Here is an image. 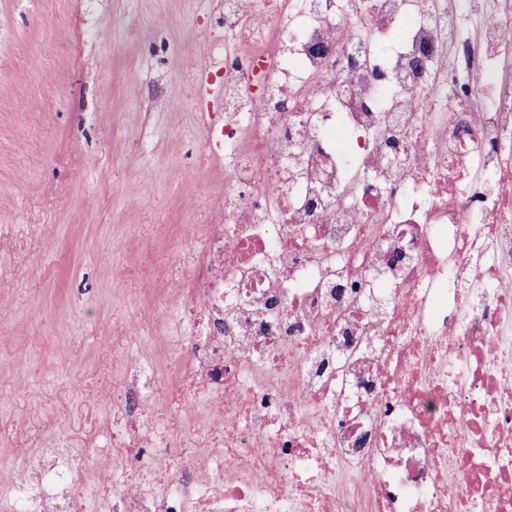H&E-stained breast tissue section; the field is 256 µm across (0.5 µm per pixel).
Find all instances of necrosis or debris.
<instances>
[{"instance_id": "necrosis-or-debris-1", "label": "necrosis or debris", "mask_w": 512, "mask_h": 512, "mask_svg": "<svg viewBox=\"0 0 512 512\" xmlns=\"http://www.w3.org/2000/svg\"><path fill=\"white\" fill-rule=\"evenodd\" d=\"M466 2L224 0V214L154 309L187 417L132 359L0 512H512V0Z\"/></svg>"}]
</instances>
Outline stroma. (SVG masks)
Here are the masks:
<instances>
[{
	"label": "stroma",
	"mask_w": 512,
	"mask_h": 512,
	"mask_svg": "<svg viewBox=\"0 0 512 512\" xmlns=\"http://www.w3.org/2000/svg\"><path fill=\"white\" fill-rule=\"evenodd\" d=\"M220 0H0V471L91 447L126 353L171 379L143 327L144 267L224 204L201 161L188 58Z\"/></svg>",
	"instance_id": "stroma-1"
}]
</instances>
